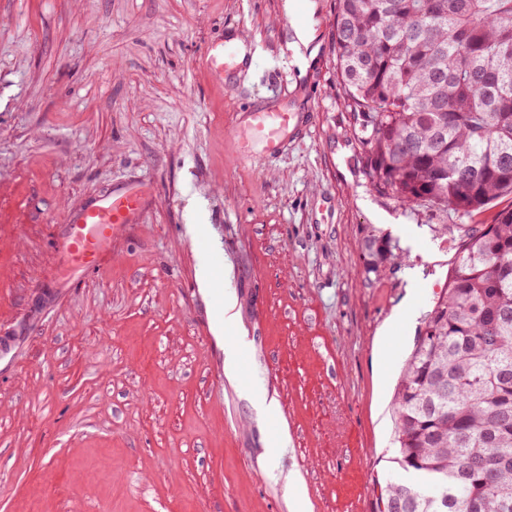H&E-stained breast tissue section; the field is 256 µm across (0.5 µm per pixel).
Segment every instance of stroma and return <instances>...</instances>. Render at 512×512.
Instances as JSON below:
<instances>
[{
	"mask_svg": "<svg viewBox=\"0 0 512 512\" xmlns=\"http://www.w3.org/2000/svg\"><path fill=\"white\" fill-rule=\"evenodd\" d=\"M307 1L0 0V512H294V479L309 512H368L403 479L394 392L455 258L432 227L460 218L374 188L336 0ZM227 33L246 63L218 81L204 51ZM254 105L312 120L240 158ZM118 189L151 208L101 269L63 262L67 215ZM371 234L400 247L379 277ZM205 262L225 291L201 288Z\"/></svg>",
	"mask_w": 512,
	"mask_h": 512,
	"instance_id": "1",
	"label": "stroma"
}]
</instances>
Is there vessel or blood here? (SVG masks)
I'll return each mask as SVG.
<instances>
[{
    "label": "vessel or blood",
    "mask_w": 512,
    "mask_h": 512,
    "mask_svg": "<svg viewBox=\"0 0 512 512\" xmlns=\"http://www.w3.org/2000/svg\"><path fill=\"white\" fill-rule=\"evenodd\" d=\"M243 51L236 39L210 45L205 54V66L212 76L223 77L238 70ZM301 121L296 112L275 108H256L246 112L235 131L239 155L251 156L256 150L276 152L287 132L295 130ZM141 195L126 192L113 195L104 204L87 206L68 227L67 253L71 262L98 269L103 266L101 244L119 232L125 225L134 223L145 210ZM94 228V235H87V228Z\"/></svg>",
    "instance_id": "b4317fda"
}]
</instances>
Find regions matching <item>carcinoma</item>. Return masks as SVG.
<instances>
[{
    "instance_id": "carcinoma-1",
    "label": "carcinoma",
    "mask_w": 512,
    "mask_h": 512,
    "mask_svg": "<svg viewBox=\"0 0 512 512\" xmlns=\"http://www.w3.org/2000/svg\"><path fill=\"white\" fill-rule=\"evenodd\" d=\"M332 49L378 192L472 216L512 194V0H337ZM458 259L396 387L379 512H512V209ZM365 240L367 270L397 257Z\"/></svg>"
}]
</instances>
